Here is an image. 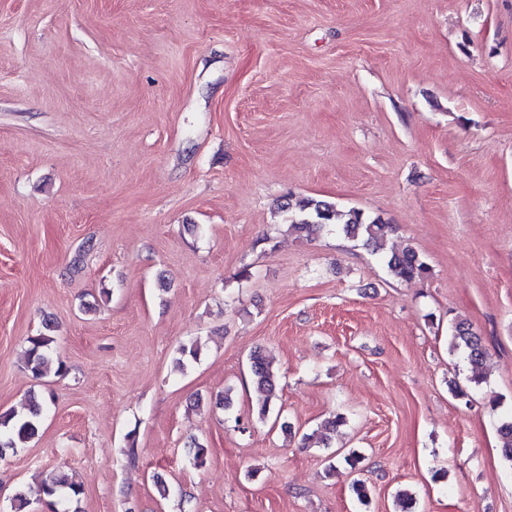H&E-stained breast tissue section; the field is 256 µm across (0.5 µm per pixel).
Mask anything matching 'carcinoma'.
Segmentation results:
<instances>
[{
  "label": "carcinoma",
  "instance_id": "carcinoma-1",
  "mask_svg": "<svg viewBox=\"0 0 512 512\" xmlns=\"http://www.w3.org/2000/svg\"><path fill=\"white\" fill-rule=\"evenodd\" d=\"M297 212L289 216V226L299 235L306 237L336 232L352 241H360L376 251L384 249L387 236L393 227L382 222L379 217H366L355 209L346 212L340 211L336 205L318 199H306L298 204L286 200L281 209ZM384 262L389 274L398 280L411 281L427 276L430 269L418 251L406 247L400 251H392L384 256ZM28 349L26 366L35 378H42L54 372L63 374L66 366L61 360H53L51 344L54 338L39 334L27 338ZM449 349L464 355L469 364L477 368L488 357V351L483 344L482 337L466 322H456L451 326L449 336ZM252 382L256 389L262 393L263 398L257 407L258 418L263 420L270 411L272 399L276 396L278 379L267 361L264 351L256 348L251 351L248 358ZM42 416V407L35 403L29 413L17 415L14 413L0 414V447L16 449L28 443L38 432ZM346 418L337 414L320 425V438L323 447H328L331 435L336 428L343 425ZM500 441V452L503 462L512 466V417L503 419L497 426ZM42 493L50 506L59 500L70 504L79 499L83 493L80 484L52 473L45 476L42 482Z\"/></svg>",
  "mask_w": 512,
  "mask_h": 512
}]
</instances>
